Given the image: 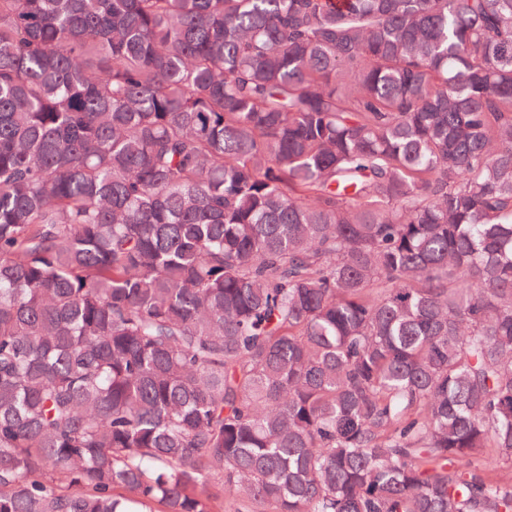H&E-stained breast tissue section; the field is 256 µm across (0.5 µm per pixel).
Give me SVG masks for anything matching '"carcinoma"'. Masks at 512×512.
<instances>
[{
  "mask_svg": "<svg viewBox=\"0 0 512 512\" xmlns=\"http://www.w3.org/2000/svg\"><path fill=\"white\" fill-rule=\"evenodd\" d=\"M512 0H0V512H512Z\"/></svg>",
  "mask_w": 512,
  "mask_h": 512,
  "instance_id": "carcinoma-1",
  "label": "carcinoma"
}]
</instances>
